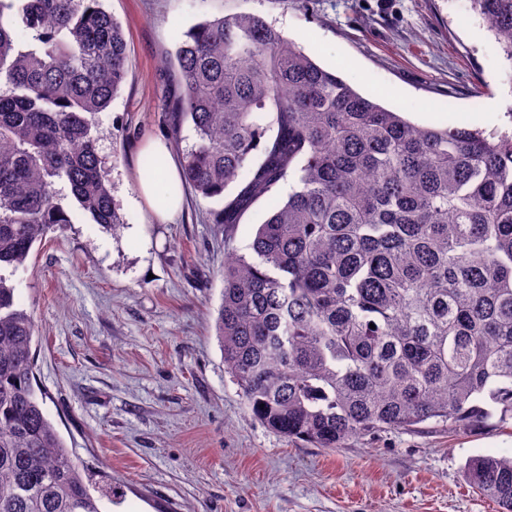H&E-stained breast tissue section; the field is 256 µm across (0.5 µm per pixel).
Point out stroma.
Returning a JSON list of instances; mask_svg holds the SVG:
<instances>
[{"instance_id": "35a3bbf8", "label": "stroma", "mask_w": 512, "mask_h": 512, "mask_svg": "<svg viewBox=\"0 0 512 512\" xmlns=\"http://www.w3.org/2000/svg\"><path fill=\"white\" fill-rule=\"evenodd\" d=\"M129 74L102 112L99 150L124 217L109 231L68 203L12 281L38 327L34 387L101 512H496L465 463L512 457V420L477 431L386 430L332 450L279 437L224 370L215 317L228 248L245 250L259 201L225 242L219 200L184 189L156 222L137 181L148 138L171 136L165 59L194 24L264 17L321 67L421 126L512 133V62L459 0H105Z\"/></svg>"}]
</instances>
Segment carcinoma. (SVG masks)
Here are the masks:
<instances>
[{
	"instance_id": "cac0c4a2",
	"label": "carcinoma",
	"mask_w": 512,
	"mask_h": 512,
	"mask_svg": "<svg viewBox=\"0 0 512 512\" xmlns=\"http://www.w3.org/2000/svg\"><path fill=\"white\" fill-rule=\"evenodd\" d=\"M101 2L0 0V512H100L42 411L35 323L6 272L72 223L67 198L124 224L98 114L126 82L127 45ZM470 3L512 62V0ZM166 62L174 144L194 132L182 183L223 201L227 236L270 203L224 263L215 322L251 415L326 449L512 419V134L414 124L256 14L194 25ZM463 477L512 512V458L478 456ZM268 207L265 200H260L245 216L236 228L232 240V246L240 252H247L245 248L252 241L257 224H261L267 216Z\"/></svg>"
}]
</instances>
